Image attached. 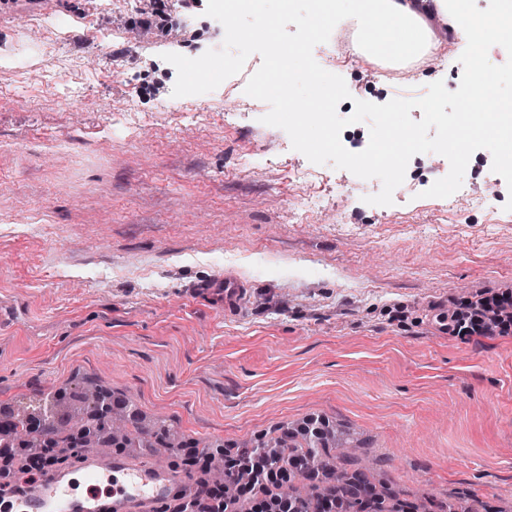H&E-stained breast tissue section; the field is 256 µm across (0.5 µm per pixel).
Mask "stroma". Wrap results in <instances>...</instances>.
<instances>
[{"label": "stroma", "instance_id": "1", "mask_svg": "<svg viewBox=\"0 0 512 512\" xmlns=\"http://www.w3.org/2000/svg\"><path fill=\"white\" fill-rule=\"evenodd\" d=\"M144 0H0V408L95 382L136 417L165 418L224 454L315 420L353 435L401 499L426 491L431 512L454 497L512 505V335H450L446 310L512 291V212L438 211L427 175L393 203L382 188L320 165L317 211L288 179L306 164L267 103L224 122L223 89L184 97L208 128L172 136L177 73L165 33L144 29L121 78L112 57ZM71 29L37 45L33 13ZM179 52L222 45L205 15ZM358 40L341 22L313 57L355 100L376 102L336 58ZM111 97L149 128L128 141L87 107ZM254 153L257 168L240 166ZM229 274L249 286L242 311L198 303Z\"/></svg>", "mask_w": 512, "mask_h": 512}]
</instances>
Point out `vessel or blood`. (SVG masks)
<instances>
[{
    "label": "vessel or blood",
    "mask_w": 512,
    "mask_h": 512,
    "mask_svg": "<svg viewBox=\"0 0 512 512\" xmlns=\"http://www.w3.org/2000/svg\"><path fill=\"white\" fill-rule=\"evenodd\" d=\"M246 288L242 280L224 277L198 291L199 301L219 300L224 308L238 306ZM107 484L106 495L79 490L80 482ZM201 480L164 464L139 460L135 450L120 454L107 451L85 453L77 468L47 472L35 485L19 494L14 512H156L173 490L193 495Z\"/></svg>",
    "instance_id": "obj_1"
}]
</instances>
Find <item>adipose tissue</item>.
<instances>
[{"label":"adipose tissue","mask_w":512,"mask_h":512,"mask_svg":"<svg viewBox=\"0 0 512 512\" xmlns=\"http://www.w3.org/2000/svg\"><path fill=\"white\" fill-rule=\"evenodd\" d=\"M437 15L472 47H480L488 36L512 37V0H500L495 19L470 16L467 0H326L317 11L314 25L324 29L341 20L376 31L377 39L357 45L367 61L409 63L428 51L445 52L427 19Z\"/></svg>","instance_id":"ef3b65f1"}]
</instances>
